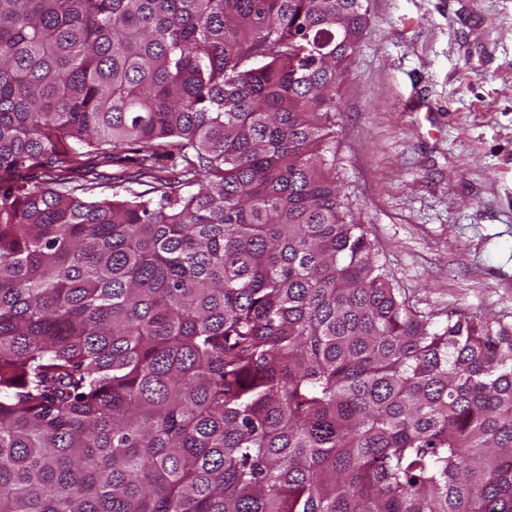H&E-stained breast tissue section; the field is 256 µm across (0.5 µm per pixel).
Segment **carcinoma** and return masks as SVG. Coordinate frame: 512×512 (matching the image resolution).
Segmentation results:
<instances>
[{
    "label": "carcinoma",
    "mask_w": 512,
    "mask_h": 512,
    "mask_svg": "<svg viewBox=\"0 0 512 512\" xmlns=\"http://www.w3.org/2000/svg\"><path fill=\"white\" fill-rule=\"evenodd\" d=\"M365 2L0 0V512H512V324L328 169Z\"/></svg>",
    "instance_id": "1"
}]
</instances>
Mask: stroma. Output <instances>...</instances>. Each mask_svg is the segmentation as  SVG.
<instances>
[{
    "label": "stroma",
    "mask_w": 512,
    "mask_h": 512,
    "mask_svg": "<svg viewBox=\"0 0 512 512\" xmlns=\"http://www.w3.org/2000/svg\"><path fill=\"white\" fill-rule=\"evenodd\" d=\"M332 175L418 310L512 323V0H367Z\"/></svg>",
    "instance_id": "stroma-1"
}]
</instances>
